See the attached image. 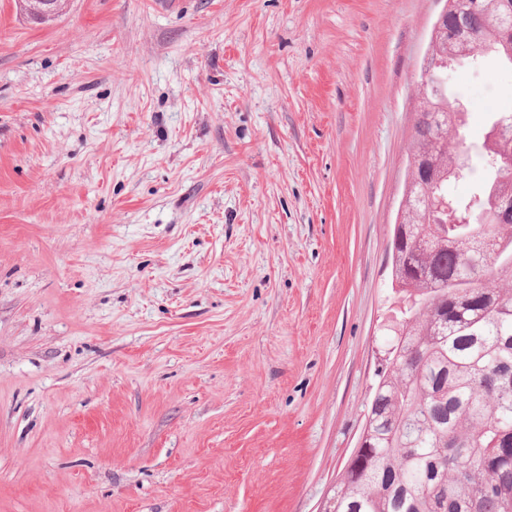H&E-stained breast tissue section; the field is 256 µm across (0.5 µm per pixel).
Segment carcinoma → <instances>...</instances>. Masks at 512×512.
I'll return each mask as SVG.
<instances>
[{
    "label": "carcinoma",
    "mask_w": 512,
    "mask_h": 512,
    "mask_svg": "<svg viewBox=\"0 0 512 512\" xmlns=\"http://www.w3.org/2000/svg\"><path fill=\"white\" fill-rule=\"evenodd\" d=\"M495 10L452 21L470 47L419 80L431 105L416 121L408 151L428 157L431 192L471 174L459 135L461 113L442 88L448 65L494 53L512 65L495 33ZM485 177L470 198L452 202L457 222L417 211L391 259L400 307L386 369L367 414L369 437L344 466L335 512H512V223L491 224L499 196L512 195V169L479 152Z\"/></svg>",
    "instance_id": "1"
}]
</instances>
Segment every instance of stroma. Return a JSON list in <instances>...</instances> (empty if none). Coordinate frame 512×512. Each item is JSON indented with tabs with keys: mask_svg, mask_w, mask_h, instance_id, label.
I'll return each instance as SVG.
<instances>
[{
	"mask_svg": "<svg viewBox=\"0 0 512 512\" xmlns=\"http://www.w3.org/2000/svg\"><path fill=\"white\" fill-rule=\"evenodd\" d=\"M441 8L0 0V512H324ZM448 99L479 151L512 67Z\"/></svg>",
	"mask_w": 512,
	"mask_h": 512,
	"instance_id": "35a3bbf8",
	"label": "stroma"
}]
</instances>
